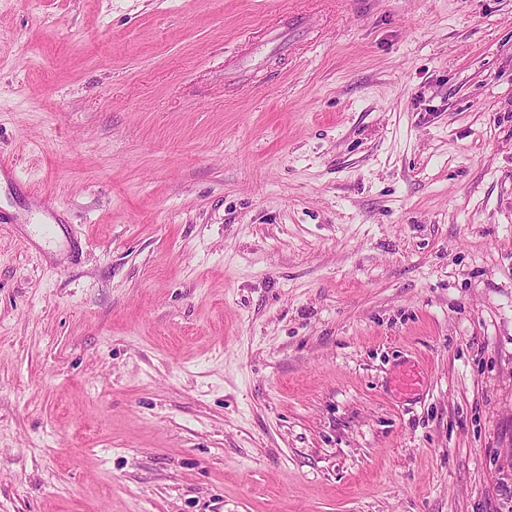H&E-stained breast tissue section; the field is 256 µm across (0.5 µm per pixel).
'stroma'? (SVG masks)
I'll use <instances>...</instances> for the list:
<instances>
[{
    "label": "stroma",
    "mask_w": 512,
    "mask_h": 512,
    "mask_svg": "<svg viewBox=\"0 0 512 512\" xmlns=\"http://www.w3.org/2000/svg\"><path fill=\"white\" fill-rule=\"evenodd\" d=\"M0 159V512H512V0H0Z\"/></svg>",
    "instance_id": "1"
}]
</instances>
